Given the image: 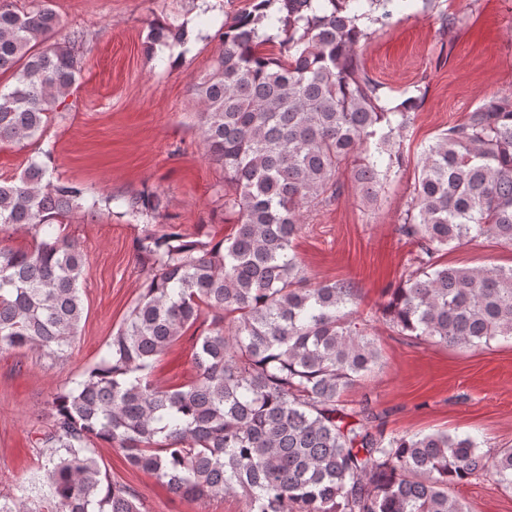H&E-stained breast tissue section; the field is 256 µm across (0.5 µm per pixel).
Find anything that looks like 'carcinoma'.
I'll return each instance as SVG.
<instances>
[{
  "label": "carcinoma",
  "instance_id": "cac0c4a2",
  "mask_svg": "<svg viewBox=\"0 0 512 512\" xmlns=\"http://www.w3.org/2000/svg\"><path fill=\"white\" fill-rule=\"evenodd\" d=\"M393 0H250L224 23L211 73L195 85L208 158L224 168L215 202L236 217L228 238L204 241L173 224L169 202L144 190L124 214L162 219L136 240L144 290L99 362L49 403L36 438L45 461L0 512H141L103 471L97 443L125 453L169 491L240 493L246 512H468L448 489L492 470L512 490V448L437 430L386 436L368 401L345 392L380 361L360 322L355 288L307 285L295 240L308 207L351 180L369 204L405 164L400 149L422 96L394 104L359 68L356 48ZM52 0H0V141L42 137L82 71V31L57 37ZM186 40L173 16L150 25L153 54ZM278 46V52L264 49ZM398 226L415 247L411 270L381 314L398 333L458 348L512 338V267L442 261L448 246L491 237L512 245V94L482 100L417 160ZM81 185L31 159L0 181V232L26 229L25 250L0 245V349L69 353L84 307L85 258L57 225L83 204ZM215 313L196 336V376L176 389L150 379L154 362Z\"/></svg>",
  "mask_w": 512,
  "mask_h": 512
}]
</instances>
